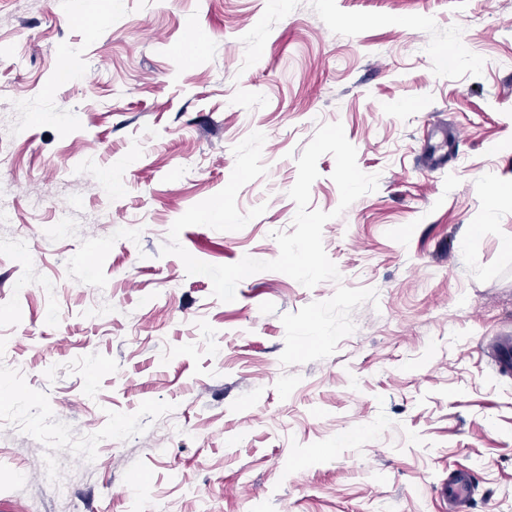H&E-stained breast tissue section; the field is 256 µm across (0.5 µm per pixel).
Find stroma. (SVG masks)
Wrapping results in <instances>:
<instances>
[{"label": "stroma", "mask_w": 512, "mask_h": 512, "mask_svg": "<svg viewBox=\"0 0 512 512\" xmlns=\"http://www.w3.org/2000/svg\"><path fill=\"white\" fill-rule=\"evenodd\" d=\"M67 2L0 0V512H448L453 469L466 512H512V375L490 357L512 336V0ZM336 121L379 177L340 214L318 160L340 282L263 271L224 302L161 256L259 131L237 206L265 212L180 242L275 260L296 160ZM340 285L377 300L332 356L282 366V315ZM471 494V481L468 474L449 473L448 486L444 493V497L448 500L451 506L450 510L462 511V508L467 505Z\"/></svg>", "instance_id": "obj_1"}]
</instances>
